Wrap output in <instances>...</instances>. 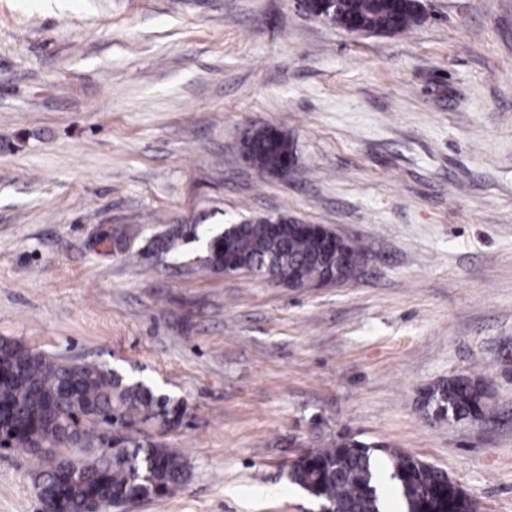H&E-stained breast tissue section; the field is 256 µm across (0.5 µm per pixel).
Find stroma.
Instances as JSON below:
<instances>
[{"label": "stroma", "mask_w": 512, "mask_h": 512, "mask_svg": "<svg viewBox=\"0 0 512 512\" xmlns=\"http://www.w3.org/2000/svg\"><path fill=\"white\" fill-rule=\"evenodd\" d=\"M422 3L382 36L303 0H0V336L186 407L127 428L189 476L124 512H315L286 473L344 435L512 512V0ZM263 125L298 174L245 162ZM280 213L366 244L359 277L287 288L151 250ZM457 374L488 419H426ZM34 466L0 453V512H41Z\"/></svg>", "instance_id": "35a3bbf8"}]
</instances>
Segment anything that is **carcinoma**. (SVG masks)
Here are the masks:
<instances>
[{
    "label": "carcinoma",
    "mask_w": 512,
    "mask_h": 512,
    "mask_svg": "<svg viewBox=\"0 0 512 512\" xmlns=\"http://www.w3.org/2000/svg\"><path fill=\"white\" fill-rule=\"evenodd\" d=\"M421 14L414 0H336L330 21L353 33L394 35L411 30ZM248 163L259 174L297 171V153L287 132L272 126L243 137ZM281 225L279 234L270 225ZM292 216H259L219 231L199 224L186 236L204 242L203 266L216 273L243 270L285 283L300 271L325 278L357 277L367 246L337 241L322 226L297 227ZM421 408L436 420L476 422L490 410L482 380L454 375L422 396ZM183 404L143 381L124 383L95 364L35 351L0 336V425L3 449L34 456L32 479L43 508L67 512L95 501L126 502L161 498L179 489L187 464L177 451L144 446L120 433L136 421L173 427ZM112 453L101 455L104 443ZM83 450V471L71 466L72 449ZM288 481L336 512H383L381 486L400 494L403 512L443 509L446 488L442 471L418 457L344 438L295 460Z\"/></svg>",
    "instance_id": "cac0c4a2"
}]
</instances>
